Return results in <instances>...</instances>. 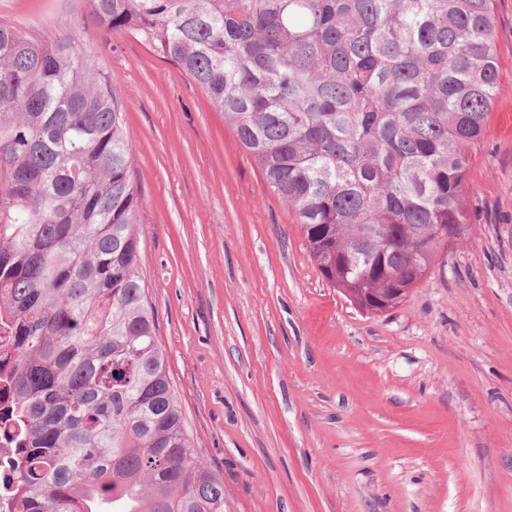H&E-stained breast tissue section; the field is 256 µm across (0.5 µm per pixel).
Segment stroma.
Segmentation results:
<instances>
[{
    "label": "stroma",
    "mask_w": 512,
    "mask_h": 512,
    "mask_svg": "<svg viewBox=\"0 0 512 512\" xmlns=\"http://www.w3.org/2000/svg\"><path fill=\"white\" fill-rule=\"evenodd\" d=\"M468 173L474 226L395 308L312 262L291 206L178 66L86 0H0V24L78 47L125 106L140 274L224 512H512V0Z\"/></svg>",
    "instance_id": "35a3bbf8"
}]
</instances>
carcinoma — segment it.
<instances>
[{"label": "carcinoma", "instance_id": "cac0c4a2", "mask_svg": "<svg viewBox=\"0 0 512 512\" xmlns=\"http://www.w3.org/2000/svg\"><path fill=\"white\" fill-rule=\"evenodd\" d=\"M224 112L341 294L412 288L498 81L493 0H88ZM0 25V512H224L139 272L112 78Z\"/></svg>", "mask_w": 512, "mask_h": 512}]
</instances>
